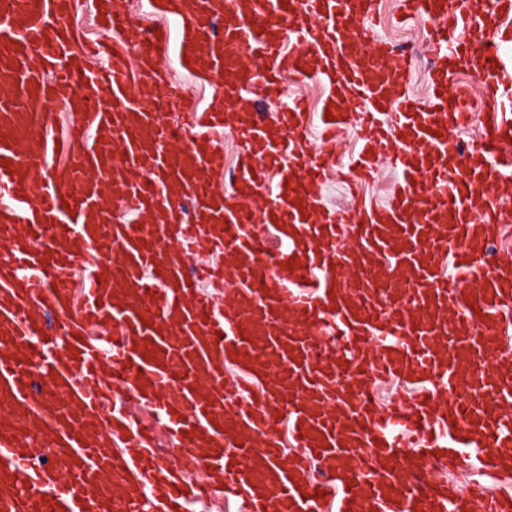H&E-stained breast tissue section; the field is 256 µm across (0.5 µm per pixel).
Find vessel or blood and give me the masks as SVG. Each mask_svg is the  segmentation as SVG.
<instances>
[{
  "instance_id": "vessel-or-blood-1",
  "label": "vessel or blood",
  "mask_w": 512,
  "mask_h": 512,
  "mask_svg": "<svg viewBox=\"0 0 512 512\" xmlns=\"http://www.w3.org/2000/svg\"><path fill=\"white\" fill-rule=\"evenodd\" d=\"M163 2L180 56L220 82L205 111L167 80L166 34L113 0L112 43L79 51L73 0H0V512H188L218 493L238 512H512V494L482 491L512 475V225L497 219L512 198V0H400L434 27L425 104L407 92L412 56L351 32L380 0ZM464 74L487 124L469 142ZM288 75L324 86L327 140L357 125L354 181L393 157L388 206L322 208L330 159L309 149V113L257 110ZM52 102L74 116L66 137ZM162 105L190 122L171 130ZM233 112L246 152L229 170ZM257 194L259 214L243 204ZM274 221L295 231L276 251ZM185 244L223 255L210 278L233 282L230 306L188 274ZM385 376L417 396L380 406ZM130 403L165 421V449ZM440 452L472 469L467 491L434 478ZM345 460L331 483L308 475ZM196 467L219 483H184Z\"/></svg>"
}]
</instances>
